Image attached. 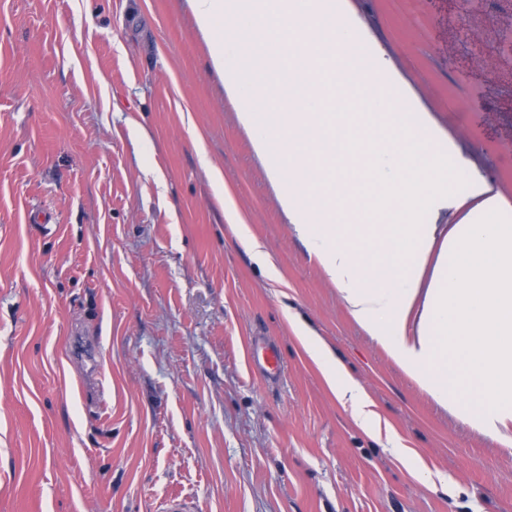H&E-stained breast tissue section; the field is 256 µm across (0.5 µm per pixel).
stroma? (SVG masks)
<instances>
[{
	"mask_svg": "<svg viewBox=\"0 0 512 512\" xmlns=\"http://www.w3.org/2000/svg\"><path fill=\"white\" fill-rule=\"evenodd\" d=\"M468 177L512 202V0H336ZM190 0H0V512H512V453L348 314L211 65ZM219 169L267 262L237 240ZM43 207L47 224H31ZM278 279H271L269 268ZM324 338L441 480L363 431ZM283 365L253 375L256 338ZM292 328L296 335L294 338L317 367L336 401L349 412L358 427L372 431L379 422L373 402L360 383L345 370L334 349L320 336H313L304 326L292 323Z\"/></svg>",
	"mask_w": 512,
	"mask_h": 512,
	"instance_id": "1",
	"label": "stroma"
}]
</instances>
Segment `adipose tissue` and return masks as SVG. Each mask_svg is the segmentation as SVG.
Listing matches in <instances>:
<instances>
[{"instance_id": "adipose-tissue-1", "label": "adipose tissue", "mask_w": 512, "mask_h": 512, "mask_svg": "<svg viewBox=\"0 0 512 512\" xmlns=\"http://www.w3.org/2000/svg\"><path fill=\"white\" fill-rule=\"evenodd\" d=\"M224 90L351 318L433 401L512 451V206L478 177L448 191L452 144L394 93L380 46L336 0H191ZM339 19L338 31L324 27ZM466 211L441 224L447 208ZM293 331L330 393L372 431L334 349Z\"/></svg>"}]
</instances>
